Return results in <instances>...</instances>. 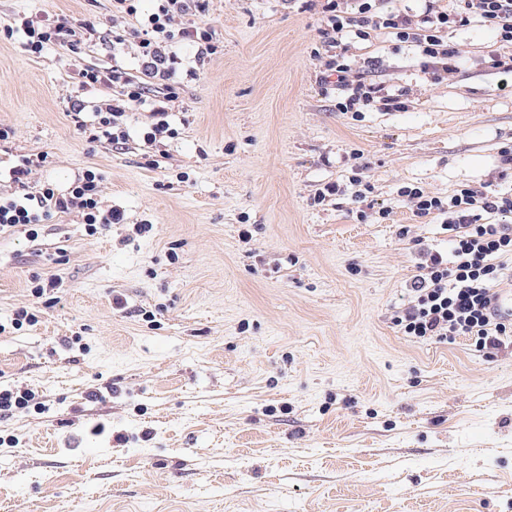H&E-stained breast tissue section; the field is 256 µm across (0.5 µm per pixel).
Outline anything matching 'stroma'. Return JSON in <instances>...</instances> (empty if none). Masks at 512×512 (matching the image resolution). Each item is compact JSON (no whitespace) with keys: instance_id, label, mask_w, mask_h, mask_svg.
I'll use <instances>...</instances> for the list:
<instances>
[{"instance_id":"obj_1","label":"stroma","mask_w":512,"mask_h":512,"mask_svg":"<svg viewBox=\"0 0 512 512\" xmlns=\"http://www.w3.org/2000/svg\"><path fill=\"white\" fill-rule=\"evenodd\" d=\"M94 21L80 53L0 40V194L67 192L103 176L124 221L80 214L0 233V512H512V346L418 342L391 314L418 249L448 250L443 218L415 216L404 186L448 197L512 190V85L489 68L512 45L452 27L458 71L427 82L413 47L343 37L352 68L401 95L398 111L338 112L317 81L323 22L304 0H209L218 52L169 101L176 134L88 142L69 110L83 68L138 77L112 0H0V20ZM362 178L388 220H359L329 183ZM59 283L52 299L33 277ZM37 316L15 329L20 309Z\"/></svg>"}]
</instances>
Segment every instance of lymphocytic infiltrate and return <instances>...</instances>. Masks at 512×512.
Segmentation results:
<instances>
[{"label": "lymphocytic infiltrate", "instance_id": "f902f5d3", "mask_svg": "<svg viewBox=\"0 0 512 512\" xmlns=\"http://www.w3.org/2000/svg\"><path fill=\"white\" fill-rule=\"evenodd\" d=\"M318 7L324 22L321 48L325 55L319 75L321 85L341 90L336 108L355 115L376 108L400 110L399 97L388 94L380 83L363 73L353 72L340 52V40L350 35L362 41L372 40L377 31L387 29L399 41L413 44L422 58L430 81L438 82L456 73L462 50L448 42L449 27L477 22L496 33L501 41L512 44V0H420L417 14L388 12L385 0H310ZM207 0H158L148 14H139L136 0H112L113 19L129 21L128 33L136 42L139 79H132L119 66L107 71L85 68L79 71L80 85L87 90L101 86L119 87L121 96L95 105L93 118L84 125L90 141L107 140L117 144L129 136L124 125L131 105L142 102L149 83L164 82L173 86L183 64L177 53L179 45L194 50L195 62H204L217 51L213 31L204 23ZM189 13L198 14L196 23L175 27L174 19ZM93 22L73 24L61 17L53 22L36 24L16 17L0 26L5 38L20 37L22 49L41 55L56 45L77 52L83 38L94 34ZM33 163L23 160L10 169L17 193L0 196V230L41 224L52 213L77 211L89 228L120 224L124 215L119 209L101 206L102 176L94 170L84 171L68 193L57 194L51 184H42L37 192H28ZM416 216L440 214L448 233L449 255L428 252L418 263L409 283L410 299L394 311L391 321L403 335L414 340L454 341L463 336L476 348L499 349L512 337V320L496 317L491 309L493 294L505 279L508 261L512 260V224L496 223L499 215L512 213V193L490 194L467 188L447 198L432 196L420 188H403Z\"/></svg>", "mask_w": 512, "mask_h": 512}]
</instances>
